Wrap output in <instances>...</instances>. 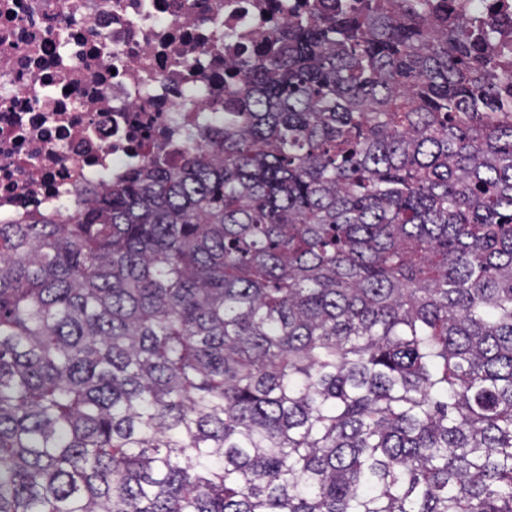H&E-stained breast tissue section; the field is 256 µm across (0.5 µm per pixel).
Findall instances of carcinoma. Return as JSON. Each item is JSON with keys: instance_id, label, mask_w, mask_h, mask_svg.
<instances>
[{"instance_id": "obj_1", "label": "carcinoma", "mask_w": 512, "mask_h": 512, "mask_svg": "<svg viewBox=\"0 0 512 512\" xmlns=\"http://www.w3.org/2000/svg\"><path fill=\"white\" fill-rule=\"evenodd\" d=\"M283 14L178 164L0 224V512H512V43Z\"/></svg>"}]
</instances>
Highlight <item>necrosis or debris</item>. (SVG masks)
Segmentation results:
<instances>
[{"instance_id": "necrosis-or-debris-1", "label": "necrosis or debris", "mask_w": 512, "mask_h": 512, "mask_svg": "<svg viewBox=\"0 0 512 512\" xmlns=\"http://www.w3.org/2000/svg\"><path fill=\"white\" fill-rule=\"evenodd\" d=\"M279 0H0V224L68 215L224 115Z\"/></svg>"}]
</instances>
